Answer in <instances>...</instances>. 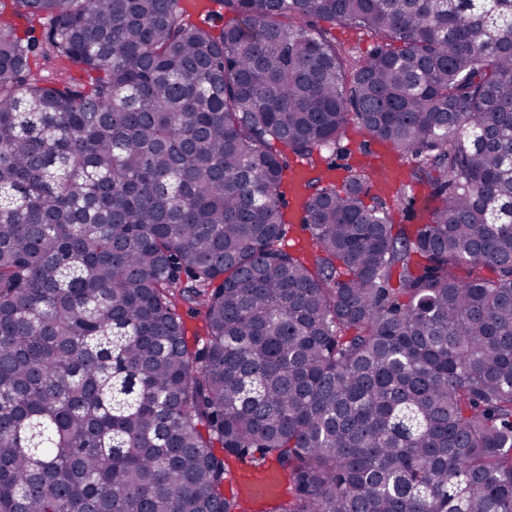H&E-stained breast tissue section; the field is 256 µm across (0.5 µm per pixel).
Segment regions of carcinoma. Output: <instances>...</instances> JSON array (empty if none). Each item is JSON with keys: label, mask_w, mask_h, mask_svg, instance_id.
<instances>
[{"label": "carcinoma", "mask_w": 512, "mask_h": 512, "mask_svg": "<svg viewBox=\"0 0 512 512\" xmlns=\"http://www.w3.org/2000/svg\"><path fill=\"white\" fill-rule=\"evenodd\" d=\"M12 2L49 26L0 3V512H247L227 456L271 512H512V0ZM353 121L424 222L320 172L310 265L275 144L315 170ZM306 24H313L317 28L324 29L328 36L336 39V42L350 46L358 55L369 53L377 44V40L370 35L358 33L339 26H332L315 18H305ZM428 193L427 187L424 185H414L411 190V195L415 197L416 204L414 211L409 209H400L392 213L393 222L395 224H420V210L422 208V201ZM284 248L291 254L305 258L312 263L311 235L300 220L285 224ZM179 313L183 319L188 343L192 346L196 336L205 334V311L195 304H181Z\"/></svg>", "instance_id": "obj_1"}]
</instances>
